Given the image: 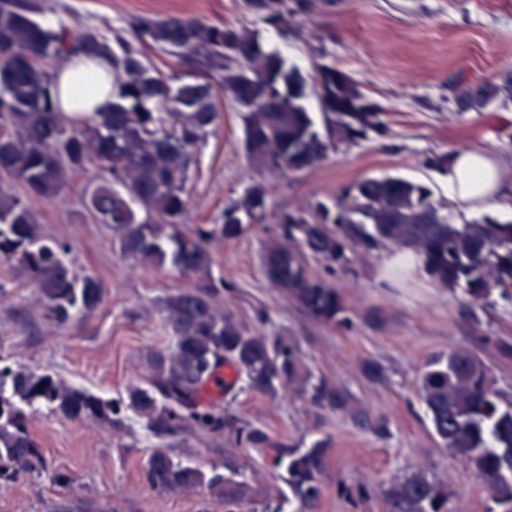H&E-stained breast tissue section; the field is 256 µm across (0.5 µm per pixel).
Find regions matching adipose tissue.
Returning <instances> with one entry per match:
<instances>
[{
  "mask_svg": "<svg viewBox=\"0 0 512 512\" xmlns=\"http://www.w3.org/2000/svg\"><path fill=\"white\" fill-rule=\"evenodd\" d=\"M448 196L462 204L485 205L502 196L505 167L487 154L460 150L448 158Z\"/></svg>",
  "mask_w": 512,
  "mask_h": 512,
  "instance_id": "1",
  "label": "adipose tissue"
}]
</instances>
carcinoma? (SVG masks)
Wrapping results in <instances>:
<instances>
[{
	"label": "carcinoma",
	"mask_w": 512,
	"mask_h": 512,
	"mask_svg": "<svg viewBox=\"0 0 512 512\" xmlns=\"http://www.w3.org/2000/svg\"><path fill=\"white\" fill-rule=\"evenodd\" d=\"M311 8L312 0H242L243 11L279 32ZM153 53L174 59L182 71L163 73ZM72 54L112 66V103L83 119L61 109L55 83L56 67ZM221 93L244 113L249 159L272 174L312 169L339 145L388 131L382 107L346 72L318 66L308 80L247 27L139 15L109 39L49 20L39 0H0V258L16 261L37 288L46 321L65 324L96 310L101 283L68 262L66 243L39 232L31 207L58 197L71 175L92 167L98 176L83 201L86 218L112 228L121 254L195 278L193 289L168 302L174 347L147 357V387L129 394L128 408L160 440L186 424L224 432V413L203 406L200 392L226 365L259 391L288 382L318 406L338 399L335 386L302 373L290 346L251 336L216 310L210 242L235 239L245 225L264 223L267 186L247 188L213 228L183 230L195 150L219 118ZM501 93L512 96V86L461 87L458 102L480 109ZM311 94L322 129L308 106ZM276 224L263 256L265 275L322 324L347 328L352 319L338 289L312 273L310 256L337 272L362 251L389 249L400 258L397 265L417 263L438 287L460 291L470 307L488 303L496 291L512 297V220L456 224L427 186L405 178L362 179L332 205L282 211ZM418 390L438 447L474 471L490 493V512H512V402L493 387L483 361L467 350H450L426 365ZM36 404L65 418L110 420L115 412L112 403L52 374L0 366V481L47 471L24 411ZM235 433L254 447L269 441L252 426ZM325 456L318 441L273 462L304 508L320 495ZM145 478L155 489L177 492L199 484L202 474L157 450ZM385 495L390 512H452L447 487L424 467L390 483Z\"/></svg>",
	"instance_id": "cac0c4a2"
}]
</instances>
